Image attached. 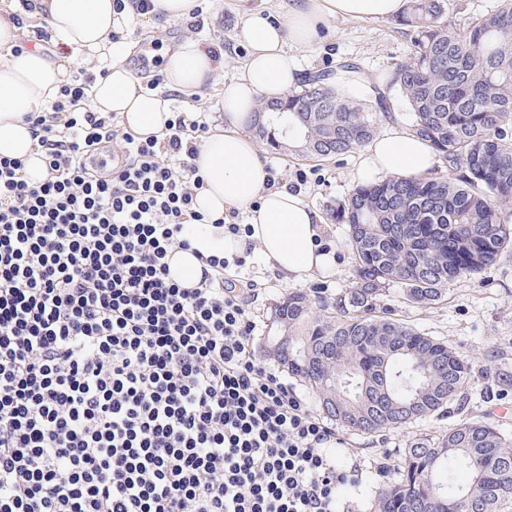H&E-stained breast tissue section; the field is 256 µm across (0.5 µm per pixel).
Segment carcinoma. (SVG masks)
<instances>
[{"mask_svg": "<svg viewBox=\"0 0 512 512\" xmlns=\"http://www.w3.org/2000/svg\"><path fill=\"white\" fill-rule=\"evenodd\" d=\"M403 25L412 54L385 78L402 97L412 132L448 163V178L366 180L336 205L349 226L357 282L336 298V315H312L305 293L288 294L265 337L288 373L309 386L322 414L372 434L465 404L470 364L443 341L391 317L390 285L420 307L512 251V0L451 29L448 0H410ZM343 60L308 74L264 103L255 133L273 151L306 159L351 153L376 131L389 102L342 96L338 79L359 74ZM512 440L491 423L458 419L408 443L399 478L381 488L374 512H509Z\"/></svg>", "mask_w": 512, "mask_h": 512, "instance_id": "1", "label": "carcinoma"}]
</instances>
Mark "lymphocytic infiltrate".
<instances>
[{"mask_svg": "<svg viewBox=\"0 0 512 512\" xmlns=\"http://www.w3.org/2000/svg\"><path fill=\"white\" fill-rule=\"evenodd\" d=\"M87 98L67 83L28 115L40 182L0 157V512H337L363 470L257 357L245 257L169 277L185 225L249 231L195 208L206 124L144 138Z\"/></svg>", "mask_w": 512, "mask_h": 512, "instance_id": "f902f5d3", "label": "lymphocytic infiltrate"}]
</instances>
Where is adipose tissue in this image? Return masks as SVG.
<instances>
[{
  "label": "adipose tissue",
  "mask_w": 512,
  "mask_h": 512,
  "mask_svg": "<svg viewBox=\"0 0 512 512\" xmlns=\"http://www.w3.org/2000/svg\"><path fill=\"white\" fill-rule=\"evenodd\" d=\"M142 12L139 0H124L114 10L113 0H0V157L22 160L29 181L44 177V168L25 115L45 109L66 82L72 60L96 73L90 106L111 112L140 136H157L172 114L167 99L147 90L126 66L130 49L122 37L134 20L161 16L181 19L198 0H152ZM405 0H291L287 10L264 12L250 0H235L238 22L236 43L244 45L243 72L226 83L218 103L226 122L211 133L192 163L204 180L195 206L208 215L243 212L251 228L248 237H233L211 224L189 229L191 247L174 250L171 273L183 286L199 282L210 255L232 257L247 245L259 247L267 263L300 282L331 265L320 240V214L288 187L267 188L268 171L249 132L256 104L278 100L296 87L302 72L284 49L286 42L308 46L317 23L344 18L369 21L402 12ZM27 21L45 22L51 48L25 49ZM222 63L208 49L185 41L167 52L165 81L168 90L191 94L211 84ZM364 168L402 178L431 174L435 154L427 142L410 132L390 130L370 140L362 155Z\"/></svg>",
  "instance_id": "obj_1"
}]
</instances>
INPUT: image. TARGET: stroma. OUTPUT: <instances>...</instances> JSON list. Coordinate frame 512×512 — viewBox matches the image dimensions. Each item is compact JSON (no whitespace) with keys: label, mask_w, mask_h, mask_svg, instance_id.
Instances as JSON below:
<instances>
[{"label":"stroma","mask_w":512,"mask_h":512,"mask_svg":"<svg viewBox=\"0 0 512 512\" xmlns=\"http://www.w3.org/2000/svg\"><path fill=\"white\" fill-rule=\"evenodd\" d=\"M201 23L154 19L153 23H134L126 36L133 51L125 58L128 68H135L137 50L144 45L153 48L151 71L164 73V53L174 43L195 39L201 43L224 48V67L220 83L203 88L192 96L170 95L175 112H195L203 121L218 117V102L225 81L242 73L244 49L233 39L235 16L225 0H203ZM411 40L397 19L384 18L370 22L330 19L322 22L311 46L289 47L304 72L335 67L340 60L352 58L361 73L373 84L382 83L387 72L410 54ZM267 166L275 170L280 181L300 184L304 201L323 218L324 242L331 245L333 257L329 270L303 282L289 280L269 268L259 252H252L247 262L258 281L257 295L251 305L257 322L255 347L259 357L274 362L275 357L265 342L271 333L270 312L288 293L304 291L315 314L331 315L336 294L353 288L356 282L355 262L348 243L346 225L337 223L332 215L336 202L343 200L358 182L370 179L371 171L361 165V151L322 161L304 160L290 152L275 154L266 143L258 145ZM304 182H297V174ZM384 302L395 319L413 325L429 336L446 342L472 365L464 392L467 396L464 416H481L502 433L512 436V391L503 386L512 382V256H504L496 265L475 277L461 278L451 284L443 300L428 308L408 302L399 286H392ZM447 420L417 421L405 427L373 435H357L341 431L343 448L337 449L339 466L360 463L365 479L346 485L338 491V512H371L384 480L373 467L384 454L399 457L408 441L416 436L435 435L446 429Z\"/></svg>","instance_id":"1"}]
</instances>
